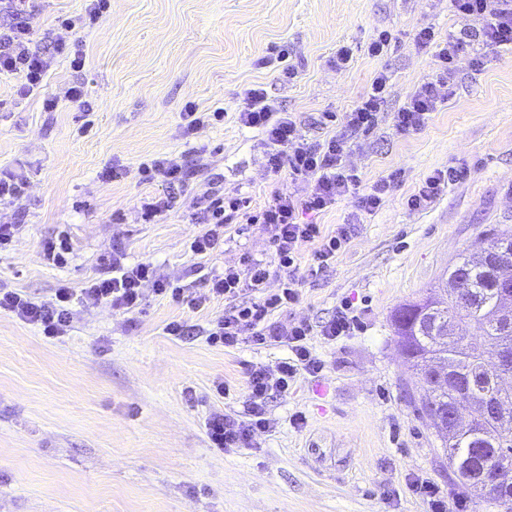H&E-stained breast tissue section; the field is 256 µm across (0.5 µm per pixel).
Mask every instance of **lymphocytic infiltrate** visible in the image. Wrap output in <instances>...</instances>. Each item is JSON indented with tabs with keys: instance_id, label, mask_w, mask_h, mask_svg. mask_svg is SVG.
Returning <instances> with one entry per match:
<instances>
[{
	"instance_id": "lymphocytic-infiltrate-1",
	"label": "lymphocytic infiltrate",
	"mask_w": 512,
	"mask_h": 512,
	"mask_svg": "<svg viewBox=\"0 0 512 512\" xmlns=\"http://www.w3.org/2000/svg\"><path fill=\"white\" fill-rule=\"evenodd\" d=\"M29 0H0V72L16 75L20 80L18 92L26 96L39 88L52 60L69 56L70 65L79 70L84 66L81 50L71 49L66 42L54 41L44 47L32 45ZM450 11L477 18L478 28L449 31L440 35L433 26L421 27L414 36L416 46L435 49L438 72L421 82L393 114L397 131L410 133L421 130L431 112L442 101L440 89L455 72L460 54L472 53L474 66L487 64L500 49L512 46V0H448ZM389 77L378 73L369 90L356 106L345 114V134L334 135L324 142H310L295 120L268 100L263 89L250 88L244 93L239 121L248 128L260 130L268 147L267 166L271 172H288L292 180L313 179L314 184L304 195L279 194L263 208L248 212L237 197L212 194L206 197L203 219L206 231L190 244L193 254L207 255L224 242V228L235 219L257 224L268 234L277 259L276 268L262 261L243 256L239 266L208 277L212 297L230 300L224 314L206 329L210 343L227 348L247 341L256 346L271 342L287 344L291 355L276 368L254 365L249 371L248 400L245 415L213 410L205 420L206 433L212 447L220 451L249 448L257 433L269 431L268 400L273 394L287 392L289 384L302 372L316 374L323 362L307 345L312 332L334 340L351 333L355 319L348 304L337 307L335 314L320 328L298 321L288 325L272 322L274 312L287 309L299 300L297 260L302 246L314 245L318 269H325L350 240L353 225L342 224L335 233H323L320 225L308 222L307 217L325 211L338 198L357 195V207L364 213L378 209L395 181L387 176L376 181L366 194H358V174L346 167L344 154L348 138L369 131L377 122L388 97ZM112 275L91 281L82 290L85 300L105 303L113 310L129 313L140 309L143 287L152 284L156 294L173 302L199 306L188 286L162 280L150 262L126 264L120 252L112 254ZM278 275L279 286L272 293L263 287L271 275ZM246 290L262 291L259 300L241 301ZM74 297L70 289H57L48 301H36L13 290L0 289V310L14 313L19 319L36 325L49 338L65 335L73 323Z\"/></svg>"
}]
</instances>
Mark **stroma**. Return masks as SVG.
Instances as JSON below:
<instances>
[{"label": "stroma", "mask_w": 512, "mask_h": 512, "mask_svg": "<svg viewBox=\"0 0 512 512\" xmlns=\"http://www.w3.org/2000/svg\"><path fill=\"white\" fill-rule=\"evenodd\" d=\"M30 5L35 41L78 43L85 65L76 71L55 58L24 99L17 78L0 74V171L29 184L24 196L0 202V224L18 227L0 249V286L39 301L63 286L77 293L108 277L104 260L118 250L127 263L152 262L202 303L150 292L128 314L80 306L68 335L51 339L0 311V512H429L413 480L471 512H504L454 485L441 440L414 407L392 315L480 249L491 229L512 230V48L481 68L463 54L454 96L420 131L402 134L394 111L433 75L416 31L476 25L449 12L448 0H110L94 26L76 32L60 20L84 13L88 0ZM383 30L392 35L388 52L369 55ZM343 45L353 60L339 70L333 60ZM287 69L294 79L284 78ZM381 71L391 76L385 110L373 131L353 139L346 163L364 193L382 176L397 179L374 213L346 196L314 216L326 231L352 222L355 232L314 276L313 248L303 247L300 301L273 316L318 325L348 301L358 327L335 340L311 336L322 372L298 375L270 399L275 426L254 447L211 448L209 412L244 413L251 366L276 365L290 352L281 343L224 348L167 335L170 322L205 327L223 316L226 303L209 298L207 276L245 254L275 262L267 233L238 222L223 248L193 254L204 230L201 199L240 195L255 211L276 194L307 189L267 170L262 133L238 120L243 92L263 88L308 140L321 142L344 128L320 126V114L349 112ZM77 84L85 102L68 96ZM48 99L57 102L50 112ZM190 102L201 112L223 109V122L184 136ZM158 157L183 161L191 180L148 224L140 202L163 188L141 181L137 168ZM115 164L126 169L116 180L107 175ZM451 166L465 179L427 209L409 210L422 178ZM57 238L72 248L61 267L43 257L44 243Z\"/></svg>", "instance_id": "stroma-1"}]
</instances>
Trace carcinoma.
<instances>
[{"label": "carcinoma", "instance_id": "1", "mask_svg": "<svg viewBox=\"0 0 512 512\" xmlns=\"http://www.w3.org/2000/svg\"><path fill=\"white\" fill-rule=\"evenodd\" d=\"M509 258L512 233L494 230L487 234L482 254L459 258L448 267V278L417 300L429 310L423 326L402 314L405 305L394 315L399 347L419 388L417 411L427 415L434 405L448 408L457 401L452 388L428 386L429 366L441 364L469 385L471 424L459 432L441 433L449 466L457 485L465 490L489 463L500 470L504 480L512 482V413L490 422L476 409L485 397L497 396L512 410V390L502 392L495 385L500 371L512 373V321L501 318L497 302V280L503 275L497 262ZM460 287L469 291L467 305L458 300ZM472 327L483 332L488 347L479 349L465 343Z\"/></svg>", "mask_w": 512, "mask_h": 512}]
</instances>
